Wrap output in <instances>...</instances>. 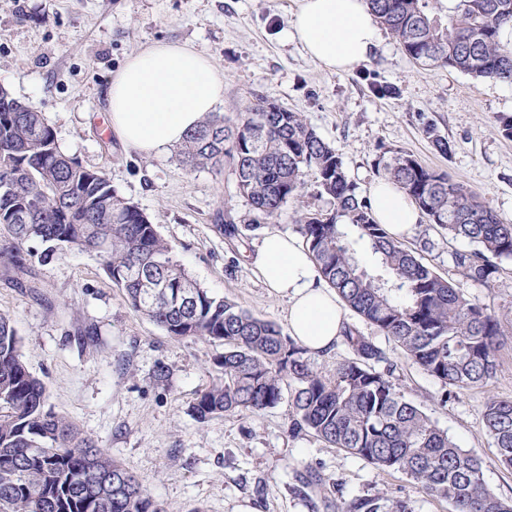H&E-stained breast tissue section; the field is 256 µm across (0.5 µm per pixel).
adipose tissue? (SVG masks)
Segmentation results:
<instances>
[{
	"instance_id": "1",
	"label": "adipose tissue",
	"mask_w": 512,
	"mask_h": 512,
	"mask_svg": "<svg viewBox=\"0 0 512 512\" xmlns=\"http://www.w3.org/2000/svg\"><path fill=\"white\" fill-rule=\"evenodd\" d=\"M288 35L326 70L341 72L368 60L379 22L365 0H298ZM224 99V76L192 46L158 41L126 58L107 90L108 126L143 156L169 152L205 113ZM369 201L379 223L406 235L419 220L415 204L395 185L376 180ZM271 295L287 302L288 333L309 351L335 350L344 311L307 248L296 237L266 235L251 257Z\"/></svg>"
}]
</instances>
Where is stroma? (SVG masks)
Returning <instances> with one entry per match:
<instances>
[{
    "mask_svg": "<svg viewBox=\"0 0 512 512\" xmlns=\"http://www.w3.org/2000/svg\"><path fill=\"white\" fill-rule=\"evenodd\" d=\"M297 0H0V84L34 104L53 128L60 150L105 172L112 185L145 212L177 260L202 287L244 308L286 323V303L270 295L248 256L264 234L295 233L292 208L246 229L236 246L220 231L225 215L248 207L230 169L189 173L174 153L144 157L107 131L106 88L127 56L146 44L193 45L224 75L219 112L235 119L254 96L301 112L341 154L351 179L368 193L372 164L387 148H403L427 166L448 171L481 191L512 222V140L499 115H512V85L445 69H423L382 33L370 58L334 73L288 40ZM390 87L380 96L374 85ZM453 146L439 154L433 136ZM425 262L448 270V254L468 241H449L427 219L406 237ZM494 287L467 283L472 296L512 320V261ZM0 312L10 315L30 372L46 386L48 404L97 439L112 458L139 475L164 512H333L293 493L297 476L319 474L346 495L382 491L411 496L417 512H448L446 503L416 493L402 474L327 447L309 433L291 435V401L248 418L199 423L192 414L201 391L219 382L220 343L169 338L131 309L101 260L72 246L33 262L32 278L0 275ZM360 330L376 336L367 323ZM396 370L395 382L464 449L485 461L487 484L512 498V470L499 466L484 432L488 395L512 396V340L488 386L441 403L443 386L376 336ZM164 367L165 379L154 376Z\"/></svg>",
    "mask_w": 512,
    "mask_h": 512,
    "instance_id": "35a3bbf8",
    "label": "stroma"
}]
</instances>
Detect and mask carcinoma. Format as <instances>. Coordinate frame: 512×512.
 Returning <instances> with one entry per match:
<instances>
[{
  "label": "carcinoma",
  "instance_id": "carcinoma-1",
  "mask_svg": "<svg viewBox=\"0 0 512 512\" xmlns=\"http://www.w3.org/2000/svg\"><path fill=\"white\" fill-rule=\"evenodd\" d=\"M380 24L415 64L444 67L477 81L512 84V0H453L448 14L431 0H366ZM185 170L229 164L250 222L277 220L293 205L294 222L324 281L344 311L372 325L405 357L438 380L441 403L487 386L500 372L506 322L462 288L466 279L491 287L499 260H512V224L478 191L448 172L395 150L377 155L376 175L395 183L429 224L448 239L476 245L451 254L453 275L437 272L375 219L342 156L301 112L259 97L236 120L207 113L178 147ZM314 196L330 204L313 210ZM0 260L25 271L24 245L93 252L128 305L174 339L224 344V380L201 391L192 411L200 422L254 414L289 393L290 431L316 436L330 448L383 472L405 475L418 492L451 512H512V499L490 489L484 460L459 447L394 381L395 366L375 340L345 322L347 355L322 370L310 351L274 322L211 294L188 274L149 217L105 174L82 166L58 147L35 106L0 86ZM363 246L374 258L367 268ZM485 433L497 460L512 469V397L488 396ZM321 497L336 494L335 512H415L410 497L383 492L347 498L311 476ZM0 512H164L144 480L114 460L65 416L47 406L45 385L28 370L21 337L0 313Z\"/></svg>",
  "mask_w": 512,
  "mask_h": 512
}]
</instances>
